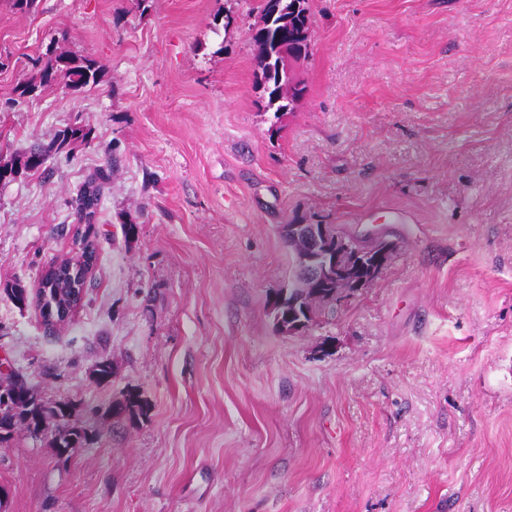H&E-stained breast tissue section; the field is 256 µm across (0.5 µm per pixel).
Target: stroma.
Masks as SVG:
<instances>
[{"label":"stroma","instance_id":"35a3bbf8","mask_svg":"<svg viewBox=\"0 0 512 512\" xmlns=\"http://www.w3.org/2000/svg\"><path fill=\"white\" fill-rule=\"evenodd\" d=\"M309 4L303 95L277 117L260 0H0V158L91 130L0 182V282L36 289L76 235L97 249L57 332L0 293V384L73 402L88 435L60 458L55 426L16 429L0 512H512V0ZM54 46L101 61L100 83L11 106ZM286 224L392 255L281 332ZM130 392L143 411L112 416ZM108 163L109 161L106 162V166H108ZM106 166L102 167L99 173L88 181L83 191L80 193L75 209L78 221H83L85 217H91L94 213L93 210L89 209H93L97 205L104 184L108 179V168Z\"/></svg>","mask_w":512,"mask_h":512}]
</instances>
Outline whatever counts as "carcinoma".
Instances as JSON below:
<instances>
[{
  "label": "carcinoma",
  "mask_w": 512,
  "mask_h": 512,
  "mask_svg": "<svg viewBox=\"0 0 512 512\" xmlns=\"http://www.w3.org/2000/svg\"><path fill=\"white\" fill-rule=\"evenodd\" d=\"M312 25L308 0H263L261 21L252 29V39L258 46L257 67L260 84L268 96V108L274 112L287 109L299 96L300 89L293 85V70L309 54ZM104 65L92 58L74 56L66 51L55 55L54 61L40 75V84H54L67 91L76 92L97 85L103 76ZM90 130L76 123L67 127L58 139L48 145H37L21 157L0 160V182L13 179L21 170L37 172L55 154L77 143L89 141ZM108 179V168L102 167L88 181L77 200L75 214L78 220L92 216ZM350 257L364 260L356 272L360 277L369 274V262L384 245L382 241H348ZM294 258V278L288 287L278 293V309L275 315L283 320L313 321L319 307L336 298V282L322 288H308L300 277L301 257L304 254L303 237L291 240ZM4 293L19 308L28 305L30 292L20 281L0 284ZM43 293L49 301L59 306L68 301L70 282L66 278L47 279ZM94 380L107 383L112 378V362L102 359L91 371ZM11 386L17 393L12 404L0 407V447L11 439L14 429L20 425L34 436L41 435L51 420L57 423L58 433L50 442L54 452L62 448H80L87 441L86 432L72 422V404L68 401L46 403L38 398L25 383L15 381Z\"/></svg>",
  "instance_id": "1"
}]
</instances>
